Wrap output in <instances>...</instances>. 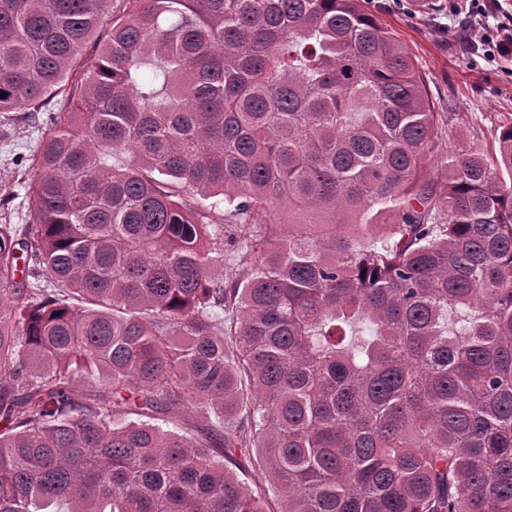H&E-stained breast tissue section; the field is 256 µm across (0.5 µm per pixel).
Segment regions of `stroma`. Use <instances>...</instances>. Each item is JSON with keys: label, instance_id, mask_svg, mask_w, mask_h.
Returning <instances> with one entry per match:
<instances>
[{"label": "stroma", "instance_id": "obj_1", "mask_svg": "<svg viewBox=\"0 0 512 512\" xmlns=\"http://www.w3.org/2000/svg\"><path fill=\"white\" fill-rule=\"evenodd\" d=\"M451 2L428 0L423 8L419 0H367L365 8L408 46L436 110L453 113L443 148L486 147L512 123V69L473 50L468 32L449 22ZM47 132L37 115L0 113V224L29 223L26 158Z\"/></svg>", "mask_w": 512, "mask_h": 512}]
</instances>
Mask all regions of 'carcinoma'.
<instances>
[{
    "instance_id": "1",
    "label": "carcinoma",
    "mask_w": 512,
    "mask_h": 512,
    "mask_svg": "<svg viewBox=\"0 0 512 512\" xmlns=\"http://www.w3.org/2000/svg\"><path fill=\"white\" fill-rule=\"evenodd\" d=\"M0 93V512H512V124L361 0H0ZM39 116L30 112L0 113V199L8 201L0 206V224H12L17 234L31 222L24 185L34 174L28 167L30 162L21 161L48 132L41 117L45 115Z\"/></svg>"
}]
</instances>
